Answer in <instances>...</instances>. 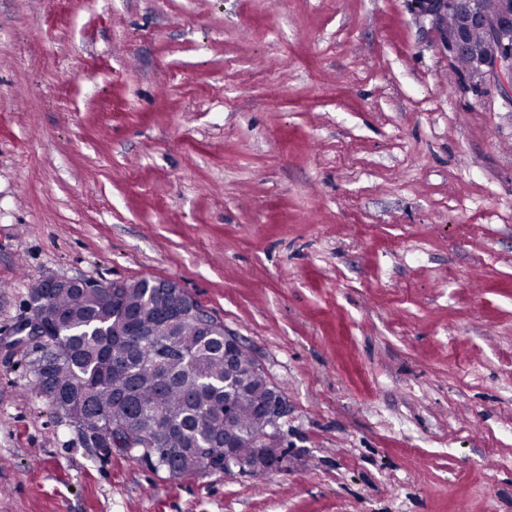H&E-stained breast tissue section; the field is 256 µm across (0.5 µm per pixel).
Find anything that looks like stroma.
I'll list each match as a JSON object with an SVG mask.
<instances>
[{"label": "stroma", "mask_w": 512, "mask_h": 512, "mask_svg": "<svg viewBox=\"0 0 512 512\" xmlns=\"http://www.w3.org/2000/svg\"><path fill=\"white\" fill-rule=\"evenodd\" d=\"M49 273L177 282L285 466L83 439L13 346ZM0 512H512V106L415 0H0ZM253 358L255 368L258 371H263L266 375V371L259 358L255 354ZM267 380L269 387L268 399L264 405L265 412L262 414V418L267 424L261 441L262 447L266 449V454L269 457V462L266 466L267 474H269L278 468L275 463H272V460L279 454L280 448H282L281 437L277 432V427L280 426V420L288 414V402L279 387L269 377H267Z\"/></svg>", "instance_id": "1"}]
</instances>
